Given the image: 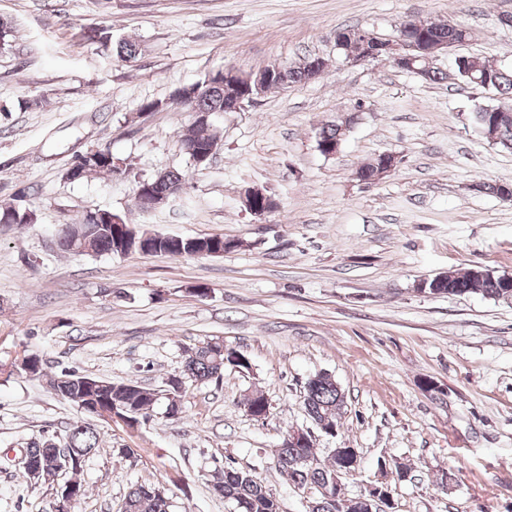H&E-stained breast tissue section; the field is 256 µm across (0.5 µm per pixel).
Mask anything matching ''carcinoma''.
I'll return each instance as SVG.
<instances>
[{
  "mask_svg": "<svg viewBox=\"0 0 512 512\" xmlns=\"http://www.w3.org/2000/svg\"><path fill=\"white\" fill-rule=\"evenodd\" d=\"M423 32L430 40H443L448 47L463 43L468 38L467 30L454 23H430L423 26ZM105 51H112L123 62H130L138 56L139 45L132 40L121 39L112 43V35L104 29L82 34ZM455 78L466 86L489 88L496 99H512V68L486 63L476 57L461 56L456 59ZM222 81L220 74L210 73L204 79L185 84L174 89L165 100H151L141 103L139 112H156L187 96L193 98L195 111L211 115L224 111V88L216 86ZM307 83L306 66L300 63L288 67V78L284 79L276 71H271L268 88H288ZM474 121L482 134L491 136L490 142L512 152V108L498 102L485 105L475 113ZM344 135L343 125L325 124L317 133V149L325 153L336 147ZM68 181L76 182L90 173L107 177H126L129 169L114 166V157L108 149H96L80 155L78 165H70L65 170ZM184 177L175 171H167L150 179L136 181V188L149 187L154 194H161L173 186L183 185ZM38 218L34 211L16 205L0 206V224H35ZM86 235L90 238L95 254L123 255L119 242L110 224L86 223ZM240 247L235 239L211 236L199 237L192 245L187 239L178 236L155 234L150 240L149 255L202 256L219 248L231 252ZM435 291L442 295L461 296L481 293L495 300H512V288H506L500 276L487 269H479L472 274L468 269L461 273L438 275L429 280ZM227 367L248 370L251 363L241 351L224 345V340L212 338L199 342L186 350L182 377L170 382L172 395H177L182 379L208 383L224 377ZM19 370L31 377L46 375L45 363L35 352H23ZM50 388L62 398L77 407L84 404H98L116 411L120 416L135 420L150 417V411L158 400V393L134 383H115L109 380L82 375L74 370H62L49 377ZM304 412L314 428L324 435H333L338 425V417L345 406V394L336 379L324 372L308 379L303 398ZM98 432L91 425L76 424L67 434V448L73 458L68 469L74 478L70 485L77 496L85 495V488L76 479L84 467L87 457L98 448ZM30 450L45 460L40 479H48L58 474L57 465L50 457L47 441L35 440ZM278 467L288 475L291 484L306 495L308 512H340L341 501L345 498L342 488L336 484V467L340 462L329 453L322 455L314 446V439H308L302 446L283 440L276 449ZM213 490L231 503L234 512H284L280 498L263 481L249 471L226 465L213 476ZM171 501L163 488L156 484H134L125 495V512H171Z\"/></svg>",
  "mask_w": 512,
  "mask_h": 512,
  "instance_id": "1",
  "label": "carcinoma"
}]
</instances>
